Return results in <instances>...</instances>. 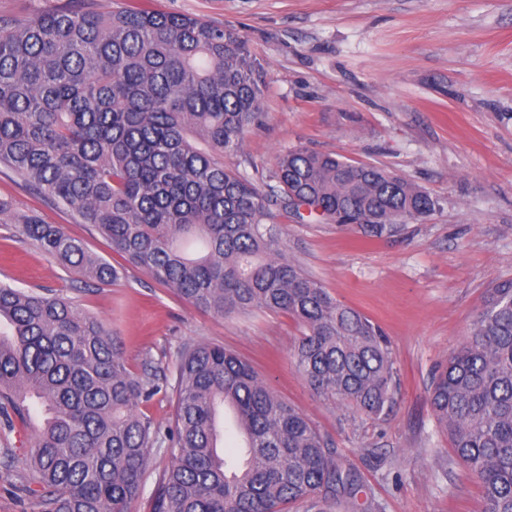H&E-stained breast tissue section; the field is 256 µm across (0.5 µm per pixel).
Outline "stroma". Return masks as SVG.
Wrapping results in <instances>:
<instances>
[{
	"instance_id": "1",
	"label": "stroma",
	"mask_w": 512,
	"mask_h": 512,
	"mask_svg": "<svg viewBox=\"0 0 512 512\" xmlns=\"http://www.w3.org/2000/svg\"><path fill=\"white\" fill-rule=\"evenodd\" d=\"M154 8L230 25L267 71L260 125L234 167L264 181L277 154L304 147L373 163L442 207L389 238L333 224L279 228L288 254L337 300L378 324L395 358L389 412L372 420L315 396L296 372L300 334L281 313L217 317L129 265L89 225L42 200L0 166V281L67 295L116 331L132 372L175 371L189 342L223 345L248 360L280 398L332 441L364 491L353 512H483L481 485L452 463L429 406L434 370L467 340L487 288L512 278V0H147ZM58 224L121 269L89 291L77 274L21 238L28 216ZM16 450L0 468V512H37L20 476L23 425L0 423Z\"/></svg>"
}]
</instances>
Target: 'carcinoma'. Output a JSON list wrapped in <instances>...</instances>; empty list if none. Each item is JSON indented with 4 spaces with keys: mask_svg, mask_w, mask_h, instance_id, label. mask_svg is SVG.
<instances>
[{
    "mask_svg": "<svg viewBox=\"0 0 512 512\" xmlns=\"http://www.w3.org/2000/svg\"><path fill=\"white\" fill-rule=\"evenodd\" d=\"M266 76L236 29L188 15L67 0L25 21L0 16V164L189 303L292 318L310 390L379 418L396 373L387 340L288 259L276 223L381 239L439 201L374 164L303 147L282 151L262 186L224 166L260 121ZM18 231L86 289L119 277L58 225L30 216ZM162 390L175 404L165 426L142 410ZM32 400L45 417L22 480L38 512H132L151 448L172 457L152 512H283L298 501L328 512L362 492L332 442L224 346L182 345L171 378L148 362L135 374L95 316L0 284V416L26 424ZM429 404L454 460L478 478L484 512H512V278L488 289ZM226 407L251 439L237 456L221 447Z\"/></svg>",
    "mask_w": 512,
    "mask_h": 512,
    "instance_id": "cac0c4a2",
    "label": "carcinoma"
}]
</instances>
